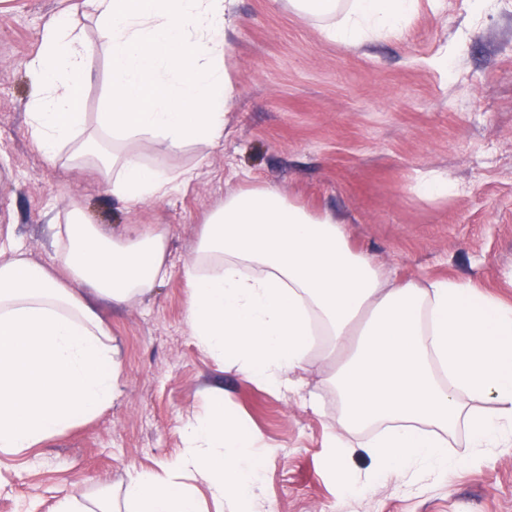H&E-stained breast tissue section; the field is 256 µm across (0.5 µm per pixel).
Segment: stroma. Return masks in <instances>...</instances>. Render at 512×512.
Segmentation results:
<instances>
[{
	"instance_id": "stroma-1",
	"label": "stroma",
	"mask_w": 512,
	"mask_h": 512,
	"mask_svg": "<svg viewBox=\"0 0 512 512\" xmlns=\"http://www.w3.org/2000/svg\"><path fill=\"white\" fill-rule=\"evenodd\" d=\"M82 0H0V225L39 264L55 263L52 227L73 208L104 231L160 225L168 278L152 293L98 302L119 354L121 394L97 417L13 453L0 450V512H53L59 499L123 502L133 472L162 473L181 451L185 419L205 389L263 436L260 497L275 512H512V447L455 471L343 491L323 441L336 418L325 363L303 377L317 408L242 379L200 350L186 316L185 268L209 214L229 193L262 185L312 213L339 216L347 241L398 280L470 279L512 303V0H418L401 38L350 47L288 0H236L224 46L235 88L227 133L206 150L140 151L154 170L191 167L163 198L129 205L106 189L103 167L48 162L29 135L27 64L51 19L72 14L92 47L82 94L88 129L105 109L108 59ZM435 174L447 195L422 194Z\"/></svg>"
}]
</instances>
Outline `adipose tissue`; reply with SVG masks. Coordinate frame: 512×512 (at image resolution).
I'll use <instances>...</instances> for the list:
<instances>
[{
	"label": "adipose tissue",
	"instance_id": "obj_1",
	"mask_svg": "<svg viewBox=\"0 0 512 512\" xmlns=\"http://www.w3.org/2000/svg\"><path fill=\"white\" fill-rule=\"evenodd\" d=\"M323 21L326 36L355 46L399 37L416 0H290ZM110 58V105L100 129L126 150L112 159V194L128 204L164 197L193 170L147 168L136 142L211 145L224 136L234 87L224 40L235 0H85ZM90 50L67 19L49 22L28 64L35 89L30 134L55 160L88 147L79 91ZM57 269L30 260L0 229V449L22 451L90 419L120 394L112 337L85 290L123 304L169 274L161 227L127 224L102 233L73 210L57 231ZM185 275L187 322L197 346L243 377L299 393L313 358L330 364L339 400L326 435L332 478L346 491L389 477L446 475L465 435L475 457L512 446V305L456 278L395 281L353 251L340 221L318 216L271 187L229 193L203 227ZM188 417L183 451L168 467L194 485L131 474L125 512H200L206 489L232 512H256L261 436L209 393ZM364 436L370 469L346 465Z\"/></svg>",
	"mask_w": 512,
	"mask_h": 512
}]
</instances>
